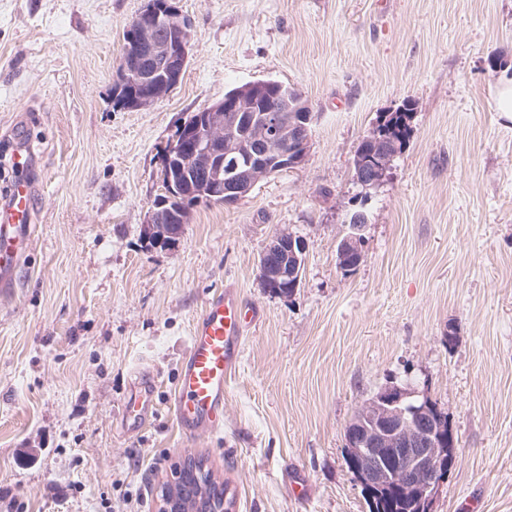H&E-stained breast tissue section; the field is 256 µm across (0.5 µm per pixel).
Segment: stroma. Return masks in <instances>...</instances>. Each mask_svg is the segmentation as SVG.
Instances as JSON below:
<instances>
[{
  "mask_svg": "<svg viewBox=\"0 0 512 512\" xmlns=\"http://www.w3.org/2000/svg\"><path fill=\"white\" fill-rule=\"evenodd\" d=\"M147 2L0 0V204L17 127L37 154L31 255L0 293V512H156L190 457L231 481L238 512H368L344 430L387 385L427 396L453 428L433 512H512V117L493 98L512 78V0H175L185 73L163 100L122 109V32ZM268 78L316 115L305 164L235 205L195 204L175 246H147L166 142ZM408 101L407 147L360 186L358 144ZM359 206L363 259L346 272L336 249ZM279 234L305 244L289 297L259 278ZM226 286L261 320L223 428L186 441L178 366ZM138 368L159 410L126 433L116 408Z\"/></svg>",
  "mask_w": 512,
  "mask_h": 512,
  "instance_id": "obj_1",
  "label": "stroma"
}]
</instances>
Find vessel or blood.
<instances>
[{"label":"vessel or blood","mask_w":512,"mask_h":512,"mask_svg":"<svg viewBox=\"0 0 512 512\" xmlns=\"http://www.w3.org/2000/svg\"><path fill=\"white\" fill-rule=\"evenodd\" d=\"M24 175L11 186L0 206V289L13 288L35 235L34 182L26 177L30 156L13 158ZM259 308L243 303L234 288L217 290L206 299L195 319L179 364L172 412L183 438L220 430L224 424V393L241 359L246 329L259 322ZM157 412L155 381H137L118 415L124 427L140 429Z\"/></svg>","instance_id":"vessel-or-blood-1"}]
</instances>
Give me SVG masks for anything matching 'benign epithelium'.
<instances>
[{
    "label": "benign epithelium",
    "instance_id": "benign-epithelium-1",
    "mask_svg": "<svg viewBox=\"0 0 512 512\" xmlns=\"http://www.w3.org/2000/svg\"><path fill=\"white\" fill-rule=\"evenodd\" d=\"M155 24L167 29L168 38L159 40L153 29L141 26L135 29L133 40L148 48V61L136 67L122 50L118 71L131 87H141L135 97L139 108L150 106L166 96L179 83L189 54V27L175 10L162 13L151 10ZM239 113L229 111L222 103L203 108L193 120L189 134L177 135L163 147L161 165L174 164L185 172L190 167L205 163L210 179L208 197L226 205L245 198L255 187L238 179L243 165H251L248 155L231 157L224 153V132L235 131ZM257 130L259 138L270 146L283 142L275 156L274 171L296 169L302 166L309 152L310 137L295 142L286 136L280 114L263 112L252 117L248 130ZM364 214L355 216L352 226L339 248L340 260L360 263L362 242L359 221ZM182 226L162 224L149 218L143 227L145 240L155 247H167L180 238ZM277 255L280 270L276 277L294 278L304 259L305 247L301 239L277 235L265 246L259 265V276L266 279L270 257ZM433 405L428 398L412 399L407 390L388 385L378 391L370 408L357 420H352L345 430L348 459L354 461L357 483L361 489H394L412 493L424 512H432V504L440 487L450 473L455 460V436L452 427L445 426L440 411L429 413Z\"/></svg>",
    "mask_w": 512,
    "mask_h": 512
}]
</instances>
